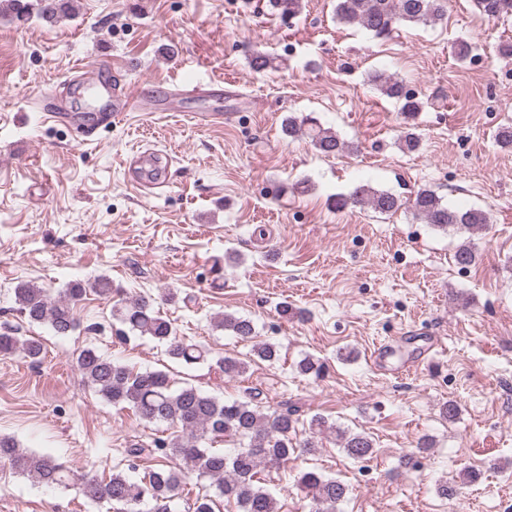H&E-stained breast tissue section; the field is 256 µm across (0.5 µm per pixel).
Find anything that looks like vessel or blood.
Segmentation results:
<instances>
[{
  "mask_svg": "<svg viewBox=\"0 0 512 512\" xmlns=\"http://www.w3.org/2000/svg\"><path fill=\"white\" fill-rule=\"evenodd\" d=\"M111 66L106 60H98L84 69L68 83V92L62 97L46 100L42 107L43 117L49 121L60 120L63 116L78 111L85 99H94L98 107L88 114L87 127H95L109 117H121L128 112H169L186 110L188 104L204 95H224L222 82L212 79L199 80L185 89H166L154 84H143L128 88L112 82L109 77Z\"/></svg>",
  "mask_w": 512,
  "mask_h": 512,
  "instance_id": "obj_1",
  "label": "vessel or blood"
}]
</instances>
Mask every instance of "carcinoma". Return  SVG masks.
Wrapping results in <instances>:
<instances>
[{
    "mask_svg": "<svg viewBox=\"0 0 512 512\" xmlns=\"http://www.w3.org/2000/svg\"><path fill=\"white\" fill-rule=\"evenodd\" d=\"M479 14L488 21L512 16V0H474ZM72 6L71 0H39L38 17L48 23L58 21L63 11ZM302 0H268L271 14L282 18L295 17ZM448 14V0H336V20L358 26L379 39H386L401 25L436 24ZM0 17L22 21L30 17L29 0H0ZM371 82L380 93L395 100L404 125L400 135L401 149L411 153L420 147L415 132L416 119L424 102L414 93L405 91L398 79L376 71ZM284 132L290 138L307 137L311 145L325 156L338 155L349 145L336 132L320 125L316 118L290 115ZM338 209L367 207L377 213L392 215L410 210L425 223L439 229L479 233L489 224L487 213L475 207L461 208L444 202L434 190L422 187L403 198L389 190L361 184L347 195L334 199ZM478 251L471 241L461 243L455 253L456 264L469 267L476 263ZM114 299L112 318L135 336L147 337L166 345L167 355L187 365L204 363L209 351L204 346L176 334L173 322L156 308L152 298L138 296L123 298L120 289L106 277L75 281L57 294L33 282H21L14 288L16 311L30 324L48 326L54 333L65 336L78 327L76 308L87 293ZM216 327L248 341L255 336L254 322L232 313L222 315ZM21 355L31 363L44 358L45 348L36 336L21 339L10 329L0 333V356ZM253 354L260 360L274 362L279 358L278 346L257 343ZM75 366L93 391L112 406L132 411L151 424H176L182 434L156 437L148 443L133 442L126 455L137 459L144 454L157 459L155 466L143 471L129 465L125 471H114L107 481L91 476L79 487L88 500H107L138 512L136 506L145 501L154 503L153 512H174L172 506L185 480L192 474L211 480L216 493L235 500L240 512H277V499L266 487L258 485V469H278L288 464L298 453L313 454L319 448L317 436L327 430L320 416L309 422L310 436L296 441L298 419L290 409H262L259 394L251 393L242 399L224 400L192 385L172 388L168 375L161 370L135 371L128 366L84 348L75 358ZM217 366L227 378L240 377L246 363L234 357H224ZM336 438L346 455L357 461L372 457L374 443L365 432L336 430ZM234 445L233 452L213 447L218 441ZM175 460L171 466L168 461ZM0 461L14 473L35 482L57 488L70 486L67 468L57 460L26 452L10 437H0ZM300 488L311 500V512H336L349 489L336 478L315 470L302 473Z\"/></svg>",
    "mask_w": 512,
    "mask_h": 512,
    "instance_id": "carcinoma-1",
    "label": "carcinoma"
}]
</instances>
